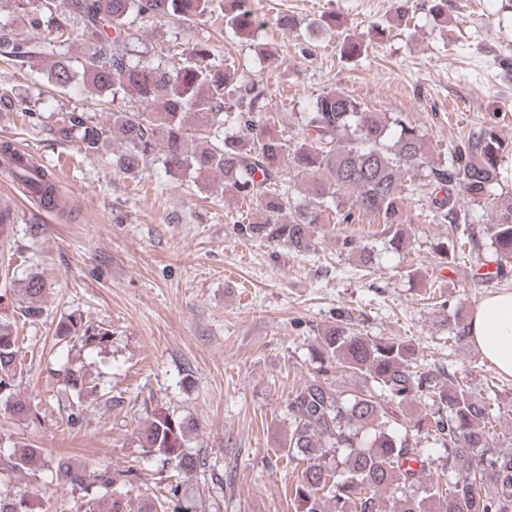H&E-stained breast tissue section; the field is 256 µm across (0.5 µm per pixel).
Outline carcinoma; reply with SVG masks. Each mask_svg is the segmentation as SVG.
Returning <instances> with one entry per match:
<instances>
[{"mask_svg": "<svg viewBox=\"0 0 512 512\" xmlns=\"http://www.w3.org/2000/svg\"><path fill=\"white\" fill-rule=\"evenodd\" d=\"M15 9L25 26L67 43L79 25L87 52L75 66L65 56L48 57L45 44L21 37L10 20L0 18V62L44 72L60 89L76 78L99 95L112 98V113L100 126L79 109L67 112L56 129L62 140L76 141L96 152L111 141L120 146L115 165L136 176L158 163L173 178L189 177L209 187L221 177L224 190L248 202L236 231L288 247L304 255L316 250V234L335 224H358L370 217L383 224L389 251L405 254L407 197L405 176L434 187L429 217L448 224L452 237L435 253L448 267L463 246L483 248L496 264L485 280L503 278L512 266V196L494 197L502 182L501 162L512 141L495 127L479 124L452 146L445 164L425 166L427 140L404 120L373 112L361 101L329 90L319 95L305 116L302 132L285 135L279 117L267 110L265 89L236 78L226 59L214 57L206 43L177 52L161 46L146 59L139 49L137 25L177 22L184 26L224 14L227 38L248 37L257 21L249 0H0V14ZM408 15L399 3L392 20L374 28L372 40L385 41ZM367 45L344 38L343 57L353 61ZM142 109L132 112L127 103ZM290 162L309 177L300 201L282 183V165ZM0 172L49 208L61 205L53 174L36 168L7 142L0 144ZM352 192L351 202H336L335 188ZM491 206L494 219L483 231L460 198ZM361 270L375 263L373 249L355 237L337 238ZM45 281L30 277L31 302L42 297ZM351 313L340 311L336 325L324 331L312 355L314 374L292 387L286 401L288 433L279 443L281 458L298 469L291 487L295 512H512V448L495 444L491 420L498 398L484 397L471 386L465 370L425 367L411 341L401 337L370 338L357 332ZM467 316L454 315L447 339L451 346L468 342ZM57 343L102 354L112 344V330L69 314L58 323ZM24 354L17 319L0 315V408L19 420L39 419L38 405L18 397ZM358 384L340 389L333 374ZM57 383L76 398L67 422L76 425L87 397L115 401L112 388L82 366L62 364ZM415 407L409 422L399 423L404 406ZM194 425L157 409L140 433L151 456L191 474L205 458L187 450ZM435 442L445 453L443 468L418 448V438ZM45 452L34 445L0 449V481L45 467ZM57 479L86 492L84 512H131L128 503L140 478L137 464L94 469L70 457L55 461ZM454 471L458 479L448 480ZM158 495L139 512H197L195 494L180 482L159 478ZM0 512H31L30 496L0 492Z\"/></svg>", "mask_w": 512, "mask_h": 512, "instance_id": "obj_1", "label": "carcinoma"}]
</instances>
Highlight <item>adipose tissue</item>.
<instances>
[{
    "mask_svg": "<svg viewBox=\"0 0 512 512\" xmlns=\"http://www.w3.org/2000/svg\"><path fill=\"white\" fill-rule=\"evenodd\" d=\"M470 341L501 374L512 376V291L489 292L468 320Z\"/></svg>",
    "mask_w": 512,
    "mask_h": 512,
    "instance_id": "1",
    "label": "adipose tissue"
}]
</instances>
